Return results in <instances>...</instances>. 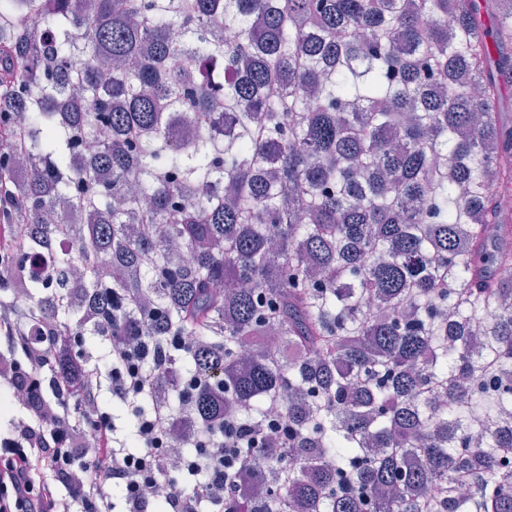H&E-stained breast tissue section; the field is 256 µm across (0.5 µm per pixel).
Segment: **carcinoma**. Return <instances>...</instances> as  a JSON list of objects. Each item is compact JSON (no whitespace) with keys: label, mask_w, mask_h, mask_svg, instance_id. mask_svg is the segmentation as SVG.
<instances>
[{"label":"carcinoma","mask_w":512,"mask_h":512,"mask_svg":"<svg viewBox=\"0 0 512 512\" xmlns=\"http://www.w3.org/2000/svg\"><path fill=\"white\" fill-rule=\"evenodd\" d=\"M511 82L512 0H0V182L54 269L15 287L195 337L147 404L182 454L253 431L224 512H512Z\"/></svg>","instance_id":"cac0c4a2"}]
</instances>
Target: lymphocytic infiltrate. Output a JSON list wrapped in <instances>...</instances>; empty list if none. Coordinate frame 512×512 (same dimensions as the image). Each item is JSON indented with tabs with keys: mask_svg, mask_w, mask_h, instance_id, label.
Wrapping results in <instances>:
<instances>
[{
	"mask_svg": "<svg viewBox=\"0 0 512 512\" xmlns=\"http://www.w3.org/2000/svg\"><path fill=\"white\" fill-rule=\"evenodd\" d=\"M0 195V282L15 275L22 227L7 213ZM41 328L19 319L15 307L0 305V386L21 392L22 413L0 432V512H155L145 493L167 467L163 404L147 405L158 375L173 355L192 347L190 337L121 340L106 363L92 347L73 343L61 357L74 372L51 375L59 355L42 345ZM131 412L127 435L102 405L104 396ZM94 433L85 447V433ZM250 433L234 422L223 433L201 432L198 453L182 458L184 477L166 498L165 512H224V494L241 467Z\"/></svg>",
	"mask_w": 512,
	"mask_h": 512,
	"instance_id": "obj_1",
	"label": "lymphocytic infiltrate"
}]
</instances>
